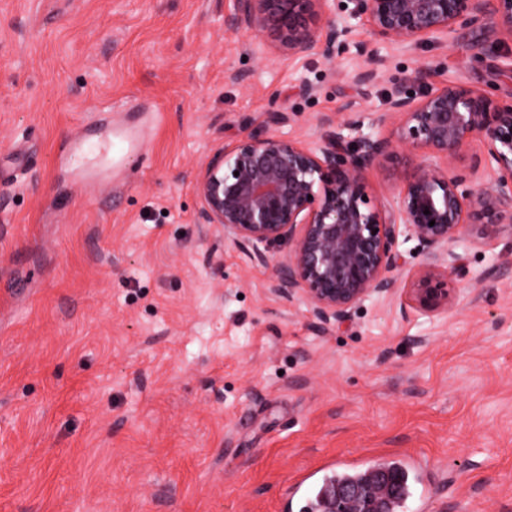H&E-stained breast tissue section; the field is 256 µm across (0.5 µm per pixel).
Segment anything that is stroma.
Masks as SVG:
<instances>
[{
  "label": "stroma",
  "mask_w": 512,
  "mask_h": 512,
  "mask_svg": "<svg viewBox=\"0 0 512 512\" xmlns=\"http://www.w3.org/2000/svg\"><path fill=\"white\" fill-rule=\"evenodd\" d=\"M234 9L0 0V512H299L325 474L390 459L418 464L402 512H512V236L455 245L450 311L373 296L316 329L271 291L287 247L251 264L195 191L247 134L312 144L333 112L372 133L421 68L510 99L512 38L401 49L330 0L347 35L329 62L228 30ZM113 132L142 153L57 163ZM419 160L374 167L371 201L395 206Z\"/></svg>",
  "instance_id": "obj_1"
}]
</instances>
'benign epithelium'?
I'll list each match as a JSON object with an SVG mask.
<instances>
[{
	"label": "benign epithelium",
	"instance_id": "obj_1",
	"mask_svg": "<svg viewBox=\"0 0 512 512\" xmlns=\"http://www.w3.org/2000/svg\"><path fill=\"white\" fill-rule=\"evenodd\" d=\"M235 2L228 19L235 33L257 34L273 24L282 50L317 48L330 61L343 48L345 30L337 22L312 26L328 0ZM353 2L372 38L387 45L441 42L481 22L512 38V0ZM387 114L397 122L390 136L353 138L361 120L342 112L321 118L314 146L248 134L209 157L197 178L202 223L222 227L250 262L266 265L269 248L288 243L272 291L288 302L305 301L315 328L348 321L368 297L391 296L402 241H417L421 256L410 270L407 301L425 313L449 310L458 289L448 280L460 268L453 245L465 238L490 246L512 232V102L443 85L420 97L395 91ZM476 137L485 148L479 179L456 171L462 149ZM403 150L421 152V161L400 186L397 207L372 203L366 174ZM391 494L392 482L381 476L373 485L333 489L328 501L342 499L344 512H367L378 496Z\"/></svg>",
	"mask_w": 512,
	"mask_h": 512
}]
</instances>
